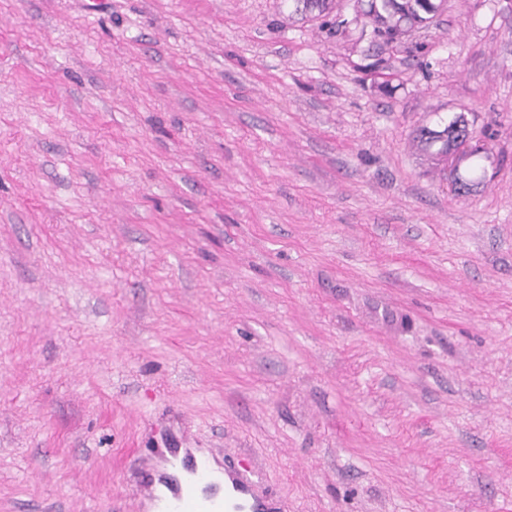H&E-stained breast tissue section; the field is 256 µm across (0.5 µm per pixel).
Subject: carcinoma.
Instances as JSON below:
<instances>
[{
    "label": "carcinoma",
    "mask_w": 512,
    "mask_h": 512,
    "mask_svg": "<svg viewBox=\"0 0 512 512\" xmlns=\"http://www.w3.org/2000/svg\"><path fill=\"white\" fill-rule=\"evenodd\" d=\"M293 13L320 22V28L359 31V38L369 35L377 40L385 34L395 36L420 28L427 29L445 11L446 0H363L359 8L351 0H291ZM466 116L462 113L439 119L441 129L424 127L416 139L425 149L444 154L453 134L463 132Z\"/></svg>",
    "instance_id": "1"
}]
</instances>
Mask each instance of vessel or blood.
<instances>
[{"mask_svg":"<svg viewBox=\"0 0 512 512\" xmlns=\"http://www.w3.org/2000/svg\"><path fill=\"white\" fill-rule=\"evenodd\" d=\"M211 451L162 448L132 491L134 512H277L258 488L261 476L216 470Z\"/></svg>","mask_w":512,"mask_h":512,"instance_id":"obj_1","label":"vessel or blood"}]
</instances>
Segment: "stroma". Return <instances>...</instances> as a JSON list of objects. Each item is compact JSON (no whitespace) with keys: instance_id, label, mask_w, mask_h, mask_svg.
Here are the masks:
<instances>
[{"instance_id":"1","label":"stroma","mask_w":512,"mask_h":512,"mask_svg":"<svg viewBox=\"0 0 512 512\" xmlns=\"http://www.w3.org/2000/svg\"><path fill=\"white\" fill-rule=\"evenodd\" d=\"M367 48L0 0V512H131L170 437L288 512H512V0ZM460 112L458 194L413 138Z\"/></svg>"}]
</instances>
